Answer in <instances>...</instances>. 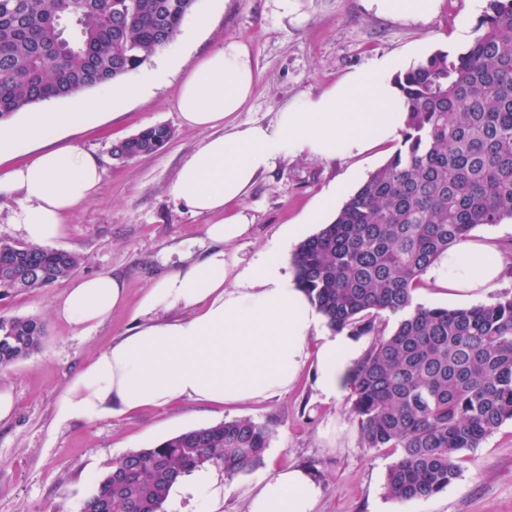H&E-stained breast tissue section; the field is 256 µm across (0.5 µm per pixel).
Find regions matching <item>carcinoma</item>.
I'll return each mask as SVG.
<instances>
[{
  "label": "carcinoma",
  "instance_id": "obj_1",
  "mask_svg": "<svg viewBox=\"0 0 512 512\" xmlns=\"http://www.w3.org/2000/svg\"><path fill=\"white\" fill-rule=\"evenodd\" d=\"M197 0H0V121L117 82L172 43ZM400 147L293 253L295 280L333 332L369 336L352 370L361 448L398 452L386 496L445 490L473 450L512 421V296L448 309L414 301L421 275L480 226L512 221V0H486L467 50H438L395 76ZM166 124L112 146L125 162L162 150ZM80 255L0 239V297L70 277ZM45 324L0 317V369L41 350ZM273 428L238 418L113 459L80 512H165L206 465L233 479L263 463Z\"/></svg>",
  "mask_w": 512,
  "mask_h": 512
}]
</instances>
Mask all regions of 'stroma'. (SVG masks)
Here are the masks:
<instances>
[{
	"mask_svg": "<svg viewBox=\"0 0 512 512\" xmlns=\"http://www.w3.org/2000/svg\"><path fill=\"white\" fill-rule=\"evenodd\" d=\"M485 0H442L425 23L377 15L364 0H298L305 21L285 16L279 0H197L211 25L196 30L185 18L177 39L147 62L172 60L190 68L224 43L248 45L258 77L253 97L237 112L241 125L271 122L285 103L315 96L357 69L394 58L407 70L438 50L458 53L473 34L461 17L477 21ZM162 123L174 137L160 152L118 162L112 145L139 129ZM204 139L183 125L173 86L158 83L98 123L69 129L64 144L96 155L103 176L93 199L64 218L57 249L84 256L77 277L111 273L123 278L126 303L102 325L78 332L52 315L70 286L56 282L33 293L0 298V316L34 317L46 326L42 349L0 372V387L14 396L11 415L0 420V512H80L106 463L133 448H146L176 433L236 418L271 423L275 433L264 463L224 482L223 512H249V495L262 478L290 465L311 470L321 488L314 512H512V422L480 446L460 454V475L443 492L421 500L386 497L390 449L362 451L347 398L320 390L316 360H309L283 395L235 405L180 401L94 419H67L60 407L76 374L134 324V314L153 282L178 267L185 255H203L211 215L178 205L169 194L183 158ZM376 144L333 161L289 156L261 175L241 207L250 228L231 249L242 260L277 251L283 270L294 274L293 252L317 233L306 223L322 195L336 185L354 192L395 151Z\"/></svg>",
	"mask_w": 512,
	"mask_h": 512,
	"instance_id": "35a3bbf8",
	"label": "stroma"
}]
</instances>
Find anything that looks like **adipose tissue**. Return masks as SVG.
<instances>
[{"label": "adipose tissue", "instance_id": "adipose-tissue-1", "mask_svg": "<svg viewBox=\"0 0 512 512\" xmlns=\"http://www.w3.org/2000/svg\"><path fill=\"white\" fill-rule=\"evenodd\" d=\"M369 9L397 20L425 22L441 0H366ZM386 59L347 75L315 96L284 105L267 125H239L235 114L253 96L257 77L246 45L229 42L199 58L175 85L184 125L205 131L169 187L193 213L215 216L205 234V254L159 277L136 311L135 325L97 353L78 374L63 404L65 416L102 418L144 407L164 408L190 400L230 405L287 392L309 358H317L319 385L341 397L343 379L362 356L347 332L317 337L323 315L274 252L248 264L224 247L244 236L249 223L243 201L258 177L286 155L322 161L354 157L372 144L395 140L405 114ZM165 67L144 71L140 82L104 86L69 112H27L0 126V162L24 153L21 165L0 173V196L18 195L14 221L27 243L57 239L65 214L90 201L102 178L99 159L56 142L67 129L93 123L104 108H119L160 81ZM454 297L472 299L496 286L505 270L492 243L465 241L433 265ZM125 301L120 277L99 274L73 284L55 316L88 330L101 325ZM321 489L308 470L285 467L250 496L249 512H312ZM192 496L198 512H222L224 486L202 468L176 483L171 500Z\"/></svg>", "mask_w": 512, "mask_h": 512}]
</instances>
